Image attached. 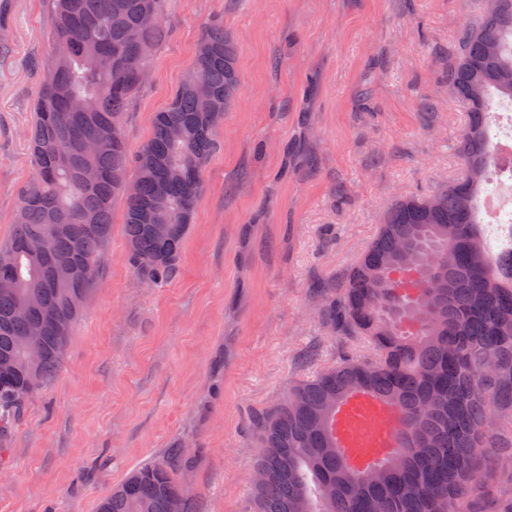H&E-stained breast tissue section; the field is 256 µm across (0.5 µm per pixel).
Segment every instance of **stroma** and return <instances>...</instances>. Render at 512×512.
Segmentation results:
<instances>
[{"instance_id": "obj_1", "label": "stroma", "mask_w": 512, "mask_h": 512, "mask_svg": "<svg viewBox=\"0 0 512 512\" xmlns=\"http://www.w3.org/2000/svg\"><path fill=\"white\" fill-rule=\"evenodd\" d=\"M481 0H168L169 38L125 115L131 147L190 70L206 24L238 53L235 101L200 171L177 274L127 261L123 205L54 379L0 466V512H97L178 453L195 512H253V419L294 383L373 355L332 332L341 287L394 202L459 178L466 109L448 84ZM53 0H0V241L33 177L27 133Z\"/></svg>"}]
</instances>
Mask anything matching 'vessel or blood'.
<instances>
[{"label":"vessel or blood","instance_id":"b4317fda","mask_svg":"<svg viewBox=\"0 0 512 512\" xmlns=\"http://www.w3.org/2000/svg\"><path fill=\"white\" fill-rule=\"evenodd\" d=\"M395 407L370 393L353 396L340 409L336 442L353 461L366 466L384 458L396 446Z\"/></svg>","mask_w":512,"mask_h":512}]
</instances>
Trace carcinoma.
I'll return each mask as SVG.
<instances>
[{"mask_svg": "<svg viewBox=\"0 0 512 512\" xmlns=\"http://www.w3.org/2000/svg\"><path fill=\"white\" fill-rule=\"evenodd\" d=\"M493 2L461 29L448 72L468 112L458 142L464 173L429 196L395 202L342 287L325 289V323L368 337L375 356L299 382L257 418L255 468L265 479L254 486L255 512H473L483 463L500 448L496 417L512 411V248L490 255L476 219L480 193L500 176L486 132L489 93L512 102V0ZM166 13L167 0H54L51 60L28 133L35 177L0 242V460L27 400L62 363L80 296L99 275L115 199L124 201L137 275L156 284L178 270L202 200L199 173L237 92V48L223 24L207 26L151 137L132 151L124 114L151 68L142 48L167 39ZM199 81L208 96L196 92ZM403 269L423 282L411 300L394 280ZM434 284L441 316L403 331L396 317L417 316ZM37 330L42 357L32 366L27 340ZM357 391L396 407L418 439L415 447L401 440L367 479L345 469L333 432L336 403ZM182 477L175 456L146 464L97 512H194Z\"/></svg>", "mask_w": 512, "mask_h": 512, "instance_id": "obj_1", "label": "carcinoma"}]
</instances>
